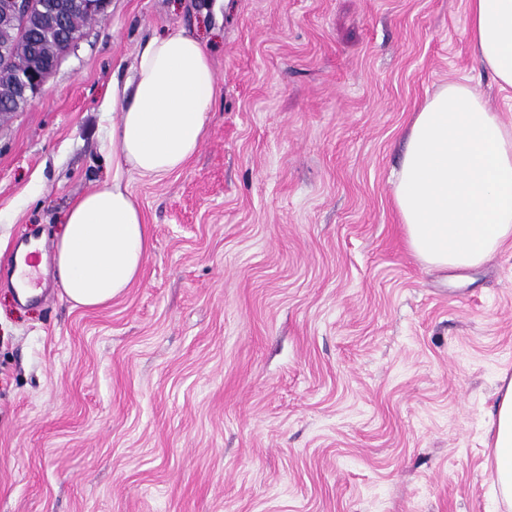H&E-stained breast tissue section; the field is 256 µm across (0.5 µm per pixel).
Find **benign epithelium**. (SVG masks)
<instances>
[{
  "instance_id": "obj_1",
  "label": "benign epithelium",
  "mask_w": 512,
  "mask_h": 512,
  "mask_svg": "<svg viewBox=\"0 0 512 512\" xmlns=\"http://www.w3.org/2000/svg\"><path fill=\"white\" fill-rule=\"evenodd\" d=\"M110 0H45L39 6L29 0H0V28H11L18 23L29 27L41 28L43 33L65 34L63 50L57 55L43 52L33 53L24 72L20 73L15 84L0 94L19 105L26 106L41 91L48 76L57 68L65 54L78 47L84 39V30L66 31V20L75 12L93 16L105 14Z\"/></svg>"
}]
</instances>
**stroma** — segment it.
<instances>
[{
	"instance_id": "1",
	"label": "stroma",
	"mask_w": 512,
	"mask_h": 512,
	"mask_svg": "<svg viewBox=\"0 0 512 512\" xmlns=\"http://www.w3.org/2000/svg\"><path fill=\"white\" fill-rule=\"evenodd\" d=\"M466 0H110L0 118V512H503L512 246L434 270L393 204L427 96L472 78ZM181 29L217 96L197 154L130 176L151 246L112 304L11 281L112 177V75ZM498 391L495 417L491 423L493 464L489 471L491 483L499 498L512 509V378L503 379Z\"/></svg>"
}]
</instances>
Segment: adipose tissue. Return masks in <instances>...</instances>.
Masks as SVG:
<instances>
[{
  "instance_id": "adipose-tissue-1",
  "label": "adipose tissue",
  "mask_w": 512,
  "mask_h": 512,
  "mask_svg": "<svg viewBox=\"0 0 512 512\" xmlns=\"http://www.w3.org/2000/svg\"><path fill=\"white\" fill-rule=\"evenodd\" d=\"M464 33L480 67L511 92L512 0H467ZM215 98L206 48L181 29L140 43L131 74L113 78L112 183L73 203L54 242V277L70 302L106 305L142 276L148 226L125 176L158 181L183 169ZM393 196L423 263L480 267L512 241V115L467 82L442 86L406 132ZM490 433L489 477L512 510V379L498 391Z\"/></svg>"
}]
</instances>
